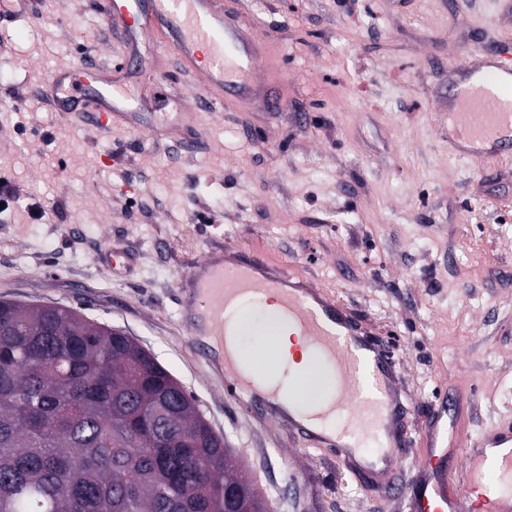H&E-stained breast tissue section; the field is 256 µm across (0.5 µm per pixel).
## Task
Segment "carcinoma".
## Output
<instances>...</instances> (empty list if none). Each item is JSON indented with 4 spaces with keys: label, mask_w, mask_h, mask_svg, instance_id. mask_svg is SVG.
I'll return each mask as SVG.
<instances>
[{
    "label": "carcinoma",
    "mask_w": 512,
    "mask_h": 512,
    "mask_svg": "<svg viewBox=\"0 0 512 512\" xmlns=\"http://www.w3.org/2000/svg\"><path fill=\"white\" fill-rule=\"evenodd\" d=\"M154 357L63 306L0 300V512H225L224 439ZM237 512H270L253 493Z\"/></svg>",
    "instance_id": "1"
}]
</instances>
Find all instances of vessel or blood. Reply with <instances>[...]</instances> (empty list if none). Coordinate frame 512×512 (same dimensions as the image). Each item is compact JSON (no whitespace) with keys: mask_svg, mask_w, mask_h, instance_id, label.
Segmentation results:
<instances>
[{"mask_svg":"<svg viewBox=\"0 0 512 512\" xmlns=\"http://www.w3.org/2000/svg\"><path fill=\"white\" fill-rule=\"evenodd\" d=\"M100 8L110 25L145 37L155 52L170 55L177 71L194 76L198 91L228 92L239 100L258 97L269 111L283 110L284 98L268 82L254 79L268 65L261 41L236 23L224 0H102ZM465 62L453 73V97L463 109L449 115L448 140L461 157L478 163L491 150L510 158L512 52L474 49ZM46 94L52 108L63 113L79 111L84 100H92L94 125L101 131L130 124L139 105L132 89L113 80L111 66L98 63L57 67ZM269 293L278 295L283 317L334 369L327 410L346 419L326 432L301 411L303 375L295 376L283 400L255 388L228 354L224 389L238 398L244 414L332 452L356 479L386 497L399 490V459L410 458L404 512H512V491L495 478L496 472H512V428L467 437L458 425L463 405L455 399L432 412L425 452L411 457L406 409L398 400V362L390 345L372 337L319 283L299 276L288 263L272 268L238 249H208L178 280L181 324L192 337L227 335L236 309ZM368 436L377 441L370 454L361 450ZM452 456L463 459L454 474L446 467Z\"/></svg>","mask_w":512,"mask_h":512,"instance_id":"obj_1","label":"vessel or blood"}]
</instances>
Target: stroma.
Wrapping results in <instances>:
<instances>
[{
	"mask_svg": "<svg viewBox=\"0 0 512 512\" xmlns=\"http://www.w3.org/2000/svg\"><path fill=\"white\" fill-rule=\"evenodd\" d=\"M288 105L199 100L184 74L131 47L91 0H29L0 22V300L79 310L124 331L193 395L232 466L273 512H399L329 452L240 413L180 323L177 281L208 247L289 262L384 332L401 364L412 450L439 398L476 437L512 421V161L448 152V70L473 41L512 42V0H237ZM127 69L140 130L101 133L42 93L57 65ZM198 113L155 138L158 94ZM129 267L113 268V251Z\"/></svg>",
	"mask_w": 512,
	"mask_h": 512,
	"instance_id": "stroma-1",
	"label": "stroma"
}]
</instances>
